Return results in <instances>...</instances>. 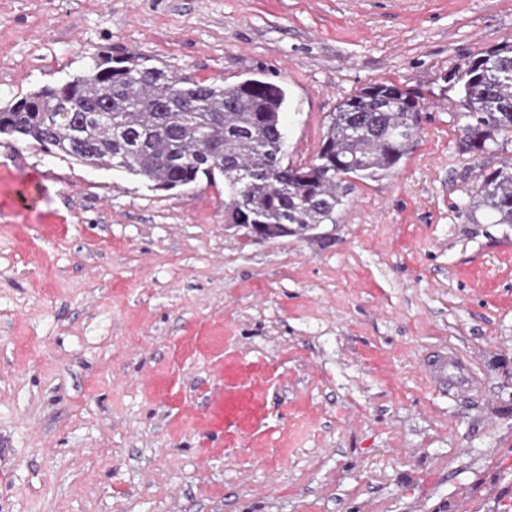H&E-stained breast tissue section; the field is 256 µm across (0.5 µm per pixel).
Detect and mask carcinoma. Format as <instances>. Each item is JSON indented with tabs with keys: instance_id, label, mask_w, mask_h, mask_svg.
I'll list each match as a JSON object with an SVG mask.
<instances>
[{
	"instance_id": "cac0c4a2",
	"label": "carcinoma",
	"mask_w": 512,
	"mask_h": 512,
	"mask_svg": "<svg viewBox=\"0 0 512 512\" xmlns=\"http://www.w3.org/2000/svg\"><path fill=\"white\" fill-rule=\"evenodd\" d=\"M463 144L475 156L512 144V45L459 73ZM287 92L249 78L233 85L178 77L141 54L102 55L81 74L0 109V135L100 169H121L156 189L224 177L230 223L286 224L293 236L335 224L352 179L396 171L418 132L410 93L373 83L333 113L312 163L283 162ZM462 212L512 224V156L481 173Z\"/></svg>"
}]
</instances>
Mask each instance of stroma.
Segmentation results:
<instances>
[{
  "label": "stroma",
  "mask_w": 512,
  "mask_h": 512,
  "mask_svg": "<svg viewBox=\"0 0 512 512\" xmlns=\"http://www.w3.org/2000/svg\"><path fill=\"white\" fill-rule=\"evenodd\" d=\"M512 0H0V107L101 51L288 92L286 163L338 104L413 92L395 173L258 242L224 181L173 190L0 137V512H512V224L455 72ZM454 353L435 385L426 359ZM470 194L471 200L462 206L466 215L483 208L493 217V224H512V155L499 167L483 170Z\"/></svg>",
  "instance_id": "1"
}]
</instances>
